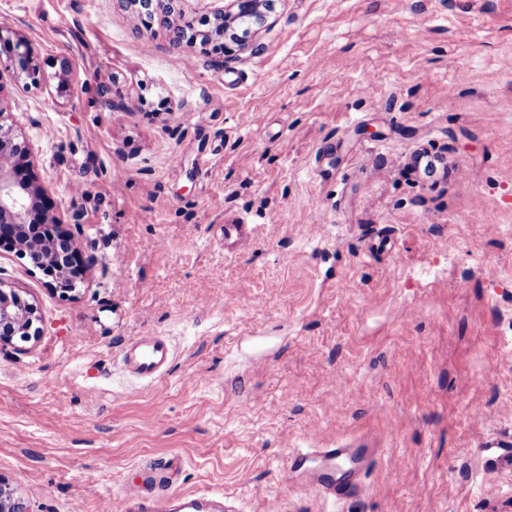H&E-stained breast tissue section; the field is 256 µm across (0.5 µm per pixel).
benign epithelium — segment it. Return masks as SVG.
I'll use <instances>...</instances> for the list:
<instances>
[{
  "label": "benign epithelium",
  "instance_id": "obj_1",
  "mask_svg": "<svg viewBox=\"0 0 512 512\" xmlns=\"http://www.w3.org/2000/svg\"><path fill=\"white\" fill-rule=\"evenodd\" d=\"M267 0H212L214 19L224 22L226 50L248 45L251 31L238 32L234 23L242 15H250L254 24L266 20ZM17 70L35 80L39 70L32 64V51L23 40L9 42L6 56L0 55V72ZM54 204L47 190L37 183L32 173L29 148L18 141L11 129L0 124V246L15 250L30 260L48 278L47 286L64 293L75 290L85 273L79 253L71 254L69 263L61 262L58 241L74 244L70 232L59 229L53 215ZM37 308L18 292L0 283V343H11L16 336L29 341L40 334L35 326ZM0 512H27L24 500L16 490L0 480Z\"/></svg>",
  "mask_w": 512,
  "mask_h": 512
}]
</instances>
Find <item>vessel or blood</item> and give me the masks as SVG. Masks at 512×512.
Returning a JSON list of instances; mask_svg holds the SVG:
<instances>
[{
    "instance_id": "b4317fda",
    "label": "vessel or blood",
    "mask_w": 512,
    "mask_h": 512,
    "mask_svg": "<svg viewBox=\"0 0 512 512\" xmlns=\"http://www.w3.org/2000/svg\"><path fill=\"white\" fill-rule=\"evenodd\" d=\"M124 370L133 378L151 381L162 376L172 358L170 342L162 336H144L122 348ZM382 451L374 443L361 442L335 448H297L286 469L297 484L315 488L325 498L339 502L364 490L366 469ZM135 512H224L220 494L181 492L141 494L132 489L127 497Z\"/></svg>"
}]
</instances>
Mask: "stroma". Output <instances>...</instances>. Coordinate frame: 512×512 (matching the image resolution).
<instances>
[{
	"mask_svg": "<svg viewBox=\"0 0 512 512\" xmlns=\"http://www.w3.org/2000/svg\"><path fill=\"white\" fill-rule=\"evenodd\" d=\"M0 36L40 69L0 73V123L88 265L64 295L0 249L41 329L0 345L29 512H124L149 467L237 512H512L480 450L512 443V0H275L232 53L126 0H0ZM140 336L158 379L121 368ZM365 436L361 496L289 483ZM124 370L133 378L152 381L162 376L172 359L170 342L162 336H143L122 347Z\"/></svg>",
	"mask_w": 512,
	"mask_h": 512,
	"instance_id": "35a3bbf8",
	"label": "stroma"
}]
</instances>
